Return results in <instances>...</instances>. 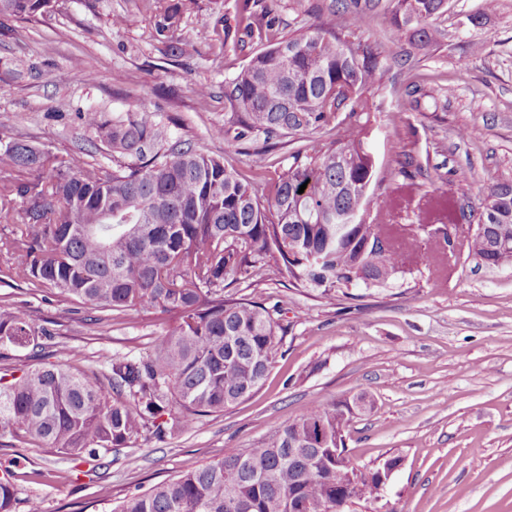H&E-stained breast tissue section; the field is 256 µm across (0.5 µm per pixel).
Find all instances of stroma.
Returning <instances> with one entry per match:
<instances>
[{
  "label": "stroma",
  "instance_id": "1",
  "mask_svg": "<svg viewBox=\"0 0 512 512\" xmlns=\"http://www.w3.org/2000/svg\"><path fill=\"white\" fill-rule=\"evenodd\" d=\"M59 0L33 22L0 25V138H23L65 158L76 152L104 160L106 150L81 125L87 109L108 117L144 109L174 139L188 140L252 180L244 152H225L214 131L224 124V84L268 46L215 41L218 20L237 0ZM480 0H448L438 19L445 36L427 55L390 37L386 15L363 38L377 42L388 62L370 92L375 113L369 141L375 193L403 183L405 155L420 172L419 190L384 221L407 230L444 225L434 200L479 206L484 189L512 179V0L482 24L467 16ZM331 0H259L282 36L321 22L347 27ZM179 8L184 53L171 58L156 33L165 11ZM128 16L116 26L112 17ZM449 84L439 104L412 107L408 90ZM211 96L198 100L195 87ZM470 129L462 140L458 129ZM442 241L429 237L420 258L383 288H356L328 301L291 280L260 286L255 295L280 304L285 328L262 386L219 414L164 441L140 438L73 471L56 453L1 448L0 464L16 459L19 503L39 498L43 512H113L131 494L196 470L232 448L254 447L280 424L314 405L351 404L346 454L360 470L399 458L378 499L353 512H512V266L490 268L460 253L446 272L434 269ZM0 254V305L36 321L54 320L60 342L75 347V365L102 367L113 356L148 355L168 328L150 313L113 315L91 326V311L6 277Z\"/></svg>",
  "mask_w": 512,
  "mask_h": 512
}]
</instances>
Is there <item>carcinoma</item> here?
<instances>
[{"instance_id":"cac0c4a2","label":"carcinoma","mask_w":512,"mask_h":512,"mask_svg":"<svg viewBox=\"0 0 512 512\" xmlns=\"http://www.w3.org/2000/svg\"><path fill=\"white\" fill-rule=\"evenodd\" d=\"M58 0H0V17L32 20ZM446 0H334L335 13L362 30L379 6L394 36L406 31L420 51L443 36L437 18ZM269 12L251 0L215 33L224 41L266 36L224 84L226 149L256 146L252 167L266 173L270 154L299 133L342 131L312 139L263 190L185 140H172L140 110L137 118L79 113L111 162L81 155L54 162L22 138H0V202L22 200L20 229L0 240L17 280L46 288L61 301L91 305L104 316L138 310L167 317L171 328L146 357L116 355L107 368L76 369L73 347L54 341L55 322L38 325L0 306V360L8 349H30L42 365L16 375L0 370V445L42 448L82 462L118 451L142 436L158 439L221 413L264 382L277 345L280 309L240 294L288 275L327 300L363 285L383 287L418 254V233L398 237L386 224L342 229V216L366 213L375 157L368 138L372 103L365 93L385 63L369 41L319 25L293 37L273 33ZM176 14L158 33L165 55L179 57ZM135 161L127 163L125 158ZM31 171L46 172L38 179ZM304 192H299L301 185ZM477 225L469 254L489 267L512 265V180L489 185L469 212L448 206V221ZM349 405H316L276 427L252 448L134 494L113 512H350L378 496L371 471L341 484L336 470H355L336 447ZM14 473L0 471V512H15Z\"/></svg>"}]
</instances>
